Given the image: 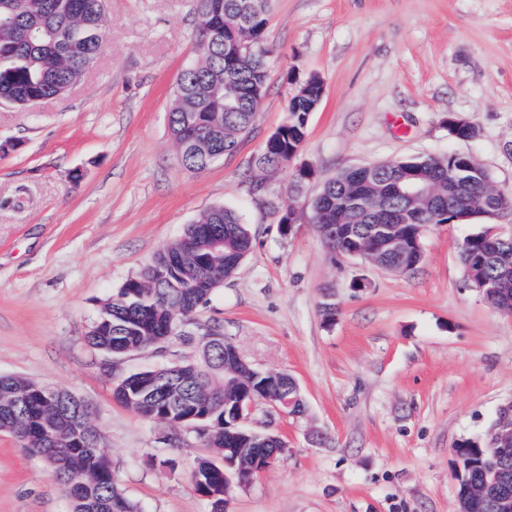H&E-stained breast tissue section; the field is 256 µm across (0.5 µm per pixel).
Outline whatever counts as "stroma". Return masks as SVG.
Segmentation results:
<instances>
[{"label": "stroma", "mask_w": 512, "mask_h": 512, "mask_svg": "<svg viewBox=\"0 0 512 512\" xmlns=\"http://www.w3.org/2000/svg\"><path fill=\"white\" fill-rule=\"evenodd\" d=\"M196 37V0H108L105 47L77 86L0 106V141L15 143L0 151V376L83 399L141 512H210L188 471L211 449L187 428L171 441L112 395L123 376L197 350L114 360L86 336L105 299L221 205L243 216L254 251L198 317L223 324L257 369L291 374L306 404L293 418L256 403L250 428L282 434L288 455L235 486L227 512H457L454 446L485 438L512 404V314L486 302L460 258L483 223L431 226L408 276L334 258L309 205L339 171L451 152L512 194V0H272L257 119L201 173L179 165L166 123ZM311 77L325 93L301 148L259 169ZM452 117L478 137H451ZM303 167L314 176L296 193ZM0 512H70L48 466L5 432Z\"/></svg>", "instance_id": "obj_1"}]
</instances>
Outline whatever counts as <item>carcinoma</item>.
Here are the masks:
<instances>
[{"instance_id": "1", "label": "carcinoma", "mask_w": 512, "mask_h": 512, "mask_svg": "<svg viewBox=\"0 0 512 512\" xmlns=\"http://www.w3.org/2000/svg\"><path fill=\"white\" fill-rule=\"evenodd\" d=\"M106 0H0V98L13 106L33 100L60 98L71 80L85 74L96 59V35H104ZM269 0H196L198 37L194 59L179 72L168 112V128L177 150L189 142L206 141L214 125L224 127L217 150L233 155L255 122V97H264L267 84V50L256 41L266 29ZM243 46L233 69L224 66V36ZM224 84L225 100L208 98V87ZM323 97L322 81L299 86L288 103L287 122L278 129V140L263 150L255 165L275 170L288 164L306 136L309 116ZM471 169V158L450 153L444 158L412 162H382L369 169L352 168L327 180L311 202L314 228L328 250L346 256L376 237L380 264L395 257L387 241L399 236L414 246L420 224H443L455 217L453 202L467 204L470 220L485 217L480 195H468L456 175ZM411 175L428 189L417 202L415 213L395 224H377L374 216L405 206L396 192L400 180ZM487 224L466 237L460 257L469 279L484 286L483 296L506 312L512 311V234H489ZM224 243V263L215 267L203 262L213 242ZM253 241L242 216L233 209L215 206L186 227L177 242L162 248L135 278L102 302L87 340L110 358L140 352L168 330H185L161 342L153 351L164 353L170 345H195L198 336L223 327L203 323L197 313L208 304L221 283L231 278L250 256ZM186 376L175 391L151 400L126 402L125 389L144 383L154 369L130 373L116 383L114 399L144 419L151 420L159 406L180 402L185 420L172 426L193 428L197 438L213 449L215 457L226 448H276L275 433L261 438H229L224 434V402L244 394L250 378L224 366V345L199 352L194 361L166 364ZM41 384L21 378L0 377V431L25 438L26 449L43 459L55 479L71 487L72 512H140L112 481L111 463L102 449V438L86 413L66 399V392L51 400L39 395ZM493 435L464 448L455 446L460 465L458 493L470 490L496 463ZM195 468L201 476L195 490L208 500L211 512H224L220 492L223 476L214 457H200Z\"/></svg>"}]
</instances>
